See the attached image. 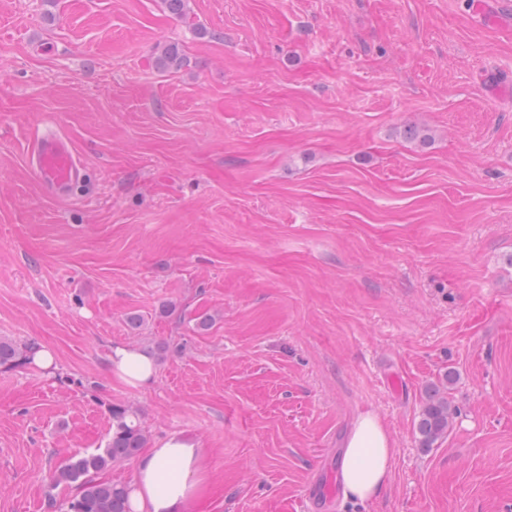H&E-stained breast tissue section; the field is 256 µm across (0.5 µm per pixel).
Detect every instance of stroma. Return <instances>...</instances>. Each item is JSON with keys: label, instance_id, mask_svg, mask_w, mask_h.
I'll use <instances>...</instances> for the list:
<instances>
[{"label": "stroma", "instance_id": "obj_1", "mask_svg": "<svg viewBox=\"0 0 512 512\" xmlns=\"http://www.w3.org/2000/svg\"><path fill=\"white\" fill-rule=\"evenodd\" d=\"M484 2L0 0V337L58 363L0 367V512H64L112 404L200 442L201 512H307L366 411L391 479L324 512H512V0ZM49 123L65 198L28 164ZM120 344L167 346L151 386ZM31 163L41 186L52 197L65 196L83 172L70 142L57 132L37 137L32 146ZM111 373L123 383L132 387H146L155 376L153 358L145 351L129 346L117 345L109 356ZM455 373L448 370L439 383L430 384L424 391V406L417 424L419 442L423 448H432L451 426L452 408L448 398Z\"/></svg>", "mask_w": 512, "mask_h": 512}]
</instances>
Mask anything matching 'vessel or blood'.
Wrapping results in <instances>:
<instances>
[{
	"label": "vessel or blood",
	"instance_id": "1",
	"mask_svg": "<svg viewBox=\"0 0 512 512\" xmlns=\"http://www.w3.org/2000/svg\"><path fill=\"white\" fill-rule=\"evenodd\" d=\"M31 163L41 186L53 197L65 196L83 172L70 142L57 132L37 137L32 146Z\"/></svg>",
	"mask_w": 512,
	"mask_h": 512
}]
</instances>
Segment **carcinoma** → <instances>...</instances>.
Returning <instances> with one entry per match:
<instances>
[{"instance_id": "1", "label": "carcinoma", "mask_w": 512, "mask_h": 512, "mask_svg": "<svg viewBox=\"0 0 512 512\" xmlns=\"http://www.w3.org/2000/svg\"><path fill=\"white\" fill-rule=\"evenodd\" d=\"M162 70L181 66L182 56L174 46H165L155 60ZM38 345L28 341L0 339V366L20 367L31 364ZM455 381L451 370L442 380L424 391V406L417 424L419 442L431 448L451 426L452 408L448 398ZM114 429L106 447L97 453L75 456L69 465L52 476V484L75 488L67 501V512H132L129 487L112 482L98 474L114 463L134 458L147 442V435L137 413L125 405L111 408Z\"/></svg>"}]
</instances>
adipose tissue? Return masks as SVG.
Segmentation results:
<instances>
[{"label":"adipose tissue","mask_w":512,"mask_h":512,"mask_svg":"<svg viewBox=\"0 0 512 512\" xmlns=\"http://www.w3.org/2000/svg\"><path fill=\"white\" fill-rule=\"evenodd\" d=\"M111 373L132 387L150 385L155 376L153 358L129 346L113 347ZM396 448L379 416L362 414L349 433L339 468L343 492L355 501H367L387 483ZM206 455L199 441L172 435L143 452L130 483L135 512H198L207 479Z\"/></svg>","instance_id":"obj_1"}]
</instances>
